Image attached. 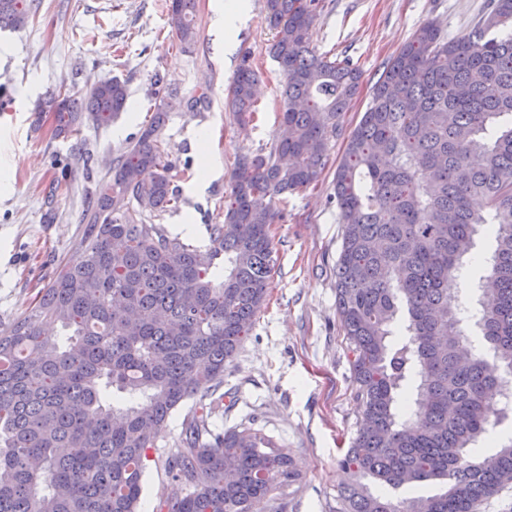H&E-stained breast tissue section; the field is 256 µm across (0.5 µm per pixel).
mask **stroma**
Returning <instances> with one entry per match:
<instances>
[{"label":"stroma","mask_w":512,"mask_h":512,"mask_svg":"<svg viewBox=\"0 0 512 512\" xmlns=\"http://www.w3.org/2000/svg\"><path fill=\"white\" fill-rule=\"evenodd\" d=\"M488 0H322L311 32L317 53L348 57L361 72L358 94L345 112L344 134L332 141L319 182L289 195L273 225L276 267L265 307L243 346L224 370L236 404L213 418L225 430L247 425L287 450L299 472L276 490L264 512H338L349 476L341 450L360 426L346 339L336 314V260L341 226L331 200L345 135L365 112L373 84L388 60L422 23L432 20L446 37L469 34ZM35 14L17 29L0 30V95L12 105L0 114V323L23 315L34 297L72 258L84 237L86 216L112 162L169 93L186 98L209 86L207 105L173 107L161 131L176 164L175 209L146 223L177 232L196 225L194 244L209 243L208 226L229 201L239 156L269 153L280 134L283 78L267 53L275 32L264 0L236 29L218 36L219 0H198L196 39L182 44L168 24V0H33ZM251 51L261 75L258 113L238 124L225 106L240 55ZM126 80V112L108 127L83 121L71 136L55 133L52 113L35 115L38 99L68 89L83 93L94 81ZM212 155L201 176L200 135ZM185 409L162 431L142 475L139 512L171 489L162 456L177 441Z\"/></svg>","instance_id":"1"}]
</instances>
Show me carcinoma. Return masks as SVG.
Returning a JSON list of instances; mask_svg holds the SVG:
<instances>
[{
  "label": "carcinoma",
  "instance_id": "carcinoma-1",
  "mask_svg": "<svg viewBox=\"0 0 512 512\" xmlns=\"http://www.w3.org/2000/svg\"><path fill=\"white\" fill-rule=\"evenodd\" d=\"M265 8L282 131L269 153L238 160L209 246L140 220L177 202L163 102L113 162L80 252L0 326V512H137L147 451L187 400L164 459L172 490L153 512H264L297 480L290 454L261 431L209 423L231 397L226 363L266 301L277 203L321 178L361 73L312 49L318 0ZM195 12L196 0H169L183 44ZM29 18L26 0H0L1 29ZM260 79L244 53L228 94L237 121L254 118ZM128 97L113 76L83 95L53 92L35 111L68 135L85 115L111 124ZM333 198L336 310L363 410L339 459L351 475L342 512H478L512 486V405L494 402L512 385V0H489L460 38L432 21L415 30L372 87ZM483 231L494 250L477 288L493 302L475 325L490 359L470 347L448 293ZM492 435L496 447L472 458ZM429 482L445 490L393 501Z\"/></svg>",
  "mask_w": 512,
  "mask_h": 512
}]
</instances>
